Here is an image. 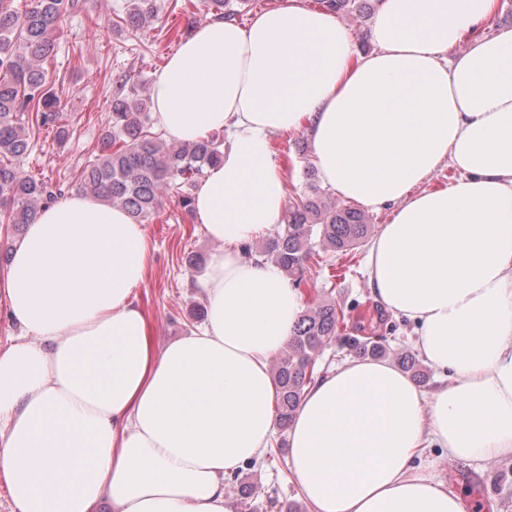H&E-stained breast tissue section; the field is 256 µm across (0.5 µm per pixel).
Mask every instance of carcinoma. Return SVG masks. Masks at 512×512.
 <instances>
[{
	"instance_id": "1",
	"label": "carcinoma",
	"mask_w": 512,
	"mask_h": 512,
	"mask_svg": "<svg viewBox=\"0 0 512 512\" xmlns=\"http://www.w3.org/2000/svg\"><path fill=\"white\" fill-rule=\"evenodd\" d=\"M77 0H0V223L20 232L39 212L61 196V189L27 174L21 162L34 148L30 130L56 129L65 139L59 100L48 84L44 65L60 37L58 23ZM335 12L371 16L367 0H320ZM156 16L155 0H128L125 16L115 24L136 31ZM112 112L101 136L98 155L79 175L78 192L119 207L142 224L156 214L162 197L174 191L186 211L206 168L221 162L222 141L214 134L184 143L152 132L151 98L120 76L112 90ZM364 213L348 201L313 188L288 207L284 224L260 245L243 248L248 259L260 258L280 269L296 288L307 284L311 267L321 264L315 245L347 252L368 234ZM345 314L332 300L311 299L293 327L272 375L278 389L275 413L279 427L290 426L305 389L321 375L320 351L344 330ZM356 356L381 358L387 351L378 337L344 338ZM417 381L425 371L412 353L394 356Z\"/></svg>"
}]
</instances>
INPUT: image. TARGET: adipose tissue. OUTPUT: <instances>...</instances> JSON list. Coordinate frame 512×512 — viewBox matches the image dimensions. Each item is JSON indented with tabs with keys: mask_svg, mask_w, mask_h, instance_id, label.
Instances as JSON below:
<instances>
[{
	"mask_svg": "<svg viewBox=\"0 0 512 512\" xmlns=\"http://www.w3.org/2000/svg\"><path fill=\"white\" fill-rule=\"evenodd\" d=\"M498 0H379L371 39L308 0L201 25L152 88L167 134H224L194 209L224 246L198 283L203 327L157 348L133 294L143 225L79 194L43 209L0 269V482L12 512H234L224 480L275 429L270 361L304 300L241 247L283 223L289 172L271 133L307 130L323 181L392 217L369 250L377 301L408 319L448 384L385 360L310 386L288 429L313 512H464L418 467L512 455V27ZM457 177L429 187L441 165Z\"/></svg>",
	"mask_w": 512,
	"mask_h": 512,
	"instance_id": "ef3b65f1",
	"label": "adipose tissue"
}]
</instances>
